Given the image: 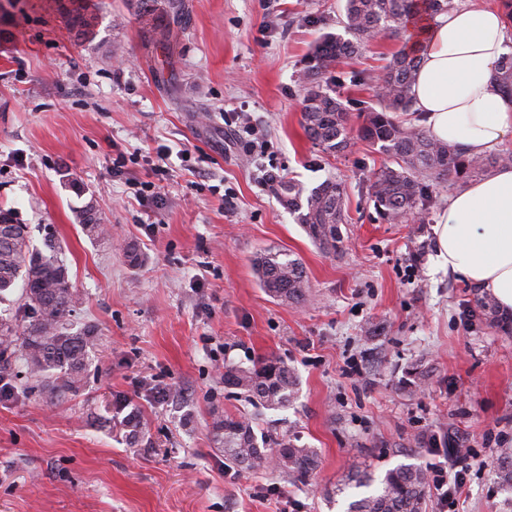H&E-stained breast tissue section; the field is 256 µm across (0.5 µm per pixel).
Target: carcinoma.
Returning a JSON list of instances; mask_svg holds the SVG:
<instances>
[{
  "label": "carcinoma",
  "instance_id": "cac0c4a2",
  "mask_svg": "<svg viewBox=\"0 0 512 512\" xmlns=\"http://www.w3.org/2000/svg\"><path fill=\"white\" fill-rule=\"evenodd\" d=\"M451 0H345V34L322 35L309 54L299 82L305 92L303 123L308 137L325 154L337 155L350 146V120L358 107L363 123L359 136L370 147L393 160L374 173L369 199L378 218L386 224L424 222L433 198L430 183L463 184L487 174L492 168L512 163V153L472 159L461 148L435 139L423 127L406 120L414 113L411 86L420 58L416 43L404 45L376 69L354 74L353 81L376 90V101L347 99L336 94V63L357 54L381 39L397 36L413 17H434L448 10ZM78 37L91 40L96 35L98 16L87 0L66 11ZM496 81L501 91L512 96V51L502 56ZM345 188L327 180L316 187L306 205L288 196V206L299 210L298 220L309 237L327 249H337L338 225L346 222ZM79 224L91 239L100 238L102 224L92 204L78 211ZM49 254L31 248L27 225L16 221L9 210H0V302L21 285V320L0 314V385L11 389L17 365L30 377L49 388L57 397L79 392L87 383L91 353L96 336L86 328L72 332L66 317L74 302L68 271L57 258L55 247ZM264 291L271 297L300 304L305 301L307 280L301 263L269 253L257 263ZM475 317L485 318L504 331L512 323L499 317L495 299L478 295ZM224 385L241 390L270 407L289 402L296 387L294 372L277 360H264L251 367L227 366ZM125 441L136 445L142 436V423L134 416L121 422ZM215 441L224 448V459L239 470L255 469L273 463L295 483H305L318 466L314 448L283 440L277 448H260L248 422L226 416L213 423ZM430 480L421 467L400 466L388 471L380 488L353 500L346 512H426Z\"/></svg>",
  "mask_w": 512,
  "mask_h": 512
}]
</instances>
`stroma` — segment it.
I'll list each match as a JSON object with an SVG mask.
<instances>
[{
  "instance_id": "35a3bbf8",
  "label": "stroma",
  "mask_w": 512,
  "mask_h": 512,
  "mask_svg": "<svg viewBox=\"0 0 512 512\" xmlns=\"http://www.w3.org/2000/svg\"><path fill=\"white\" fill-rule=\"evenodd\" d=\"M94 2L90 43L67 25L68 0L0 11V210L37 250L53 235L70 322L98 338L78 395L58 401L21 378L0 397V512H346L351 467L401 464L463 471L454 506L435 496L427 512H512L495 457L512 448V333L469 322L474 288L433 261L454 185H433L425 223H382L368 188L388 157L356 137L327 156L303 126L298 78L318 39L342 32L343 0H182L179 17L168 0L148 13ZM401 45L386 38L338 64L340 95L370 99L351 73ZM241 110L271 136L272 161L236 144L227 120ZM327 179L346 190L335 251L286 203L287 186L304 199ZM132 180L155 188L135 197ZM88 203L104 239L76 219ZM268 251L302 264L304 303L261 288L254 263ZM263 357L295 373L284 406L224 384L226 365ZM418 365L430 374L419 388ZM130 413L143 422L134 448L117 432ZM226 415L251 421L258 441L317 449L308 482L228 467L212 435Z\"/></svg>"
}]
</instances>
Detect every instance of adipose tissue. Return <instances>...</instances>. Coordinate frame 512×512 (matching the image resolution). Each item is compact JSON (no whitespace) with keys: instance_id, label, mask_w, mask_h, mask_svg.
I'll return each mask as SVG.
<instances>
[{"instance_id":"1","label":"adipose tissue","mask_w":512,"mask_h":512,"mask_svg":"<svg viewBox=\"0 0 512 512\" xmlns=\"http://www.w3.org/2000/svg\"><path fill=\"white\" fill-rule=\"evenodd\" d=\"M422 32L413 108L437 140L484 158L512 139V97L495 80L512 44V25L481 0H452L448 11L408 26ZM436 262L512 311V166L449 195L434 226Z\"/></svg>"}]
</instances>
